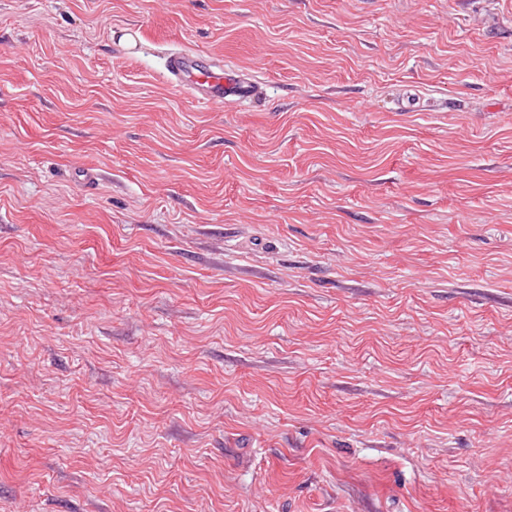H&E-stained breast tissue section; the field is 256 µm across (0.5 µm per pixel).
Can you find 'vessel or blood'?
<instances>
[{
	"label": "vessel or blood",
	"mask_w": 512,
	"mask_h": 512,
	"mask_svg": "<svg viewBox=\"0 0 512 512\" xmlns=\"http://www.w3.org/2000/svg\"><path fill=\"white\" fill-rule=\"evenodd\" d=\"M167 72L171 84L207 106L228 107L262 95L260 86L252 79L189 50L172 52Z\"/></svg>",
	"instance_id": "1"
}]
</instances>
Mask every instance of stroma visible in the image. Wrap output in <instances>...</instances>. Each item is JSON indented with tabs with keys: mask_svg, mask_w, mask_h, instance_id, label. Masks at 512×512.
Here are the masks:
<instances>
[{
	"mask_svg": "<svg viewBox=\"0 0 512 512\" xmlns=\"http://www.w3.org/2000/svg\"><path fill=\"white\" fill-rule=\"evenodd\" d=\"M0 512H512V0H0ZM170 83L197 102L223 106L258 100L261 87L231 67L211 63L206 57L189 50L172 52L167 60Z\"/></svg>",
	"mask_w": 512,
	"mask_h": 512,
	"instance_id": "stroma-1",
	"label": "stroma"
}]
</instances>
